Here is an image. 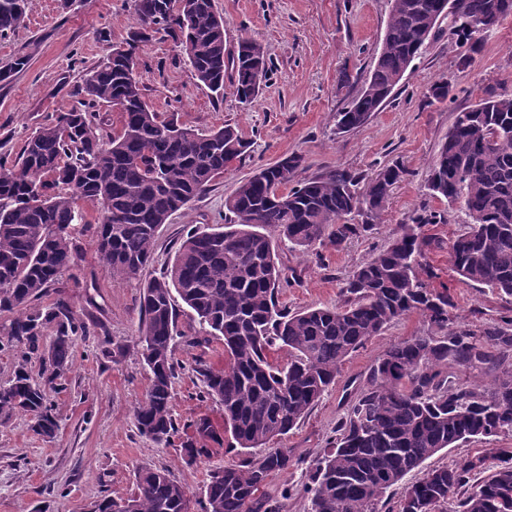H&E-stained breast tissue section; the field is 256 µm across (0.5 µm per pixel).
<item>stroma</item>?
Returning a JSON list of instances; mask_svg holds the SVG:
<instances>
[{"mask_svg": "<svg viewBox=\"0 0 512 512\" xmlns=\"http://www.w3.org/2000/svg\"><path fill=\"white\" fill-rule=\"evenodd\" d=\"M214 9L224 19L228 48L248 35L267 51L269 79L252 105L241 104L229 85L223 100L214 101L167 41L142 46L137 79L158 112L200 132L235 126L250 141V152L162 226L152 262L130 281L114 282L98 261L99 211L84 204L87 223L78 236L79 258L63 281L71 287L74 310L88 323L107 329L112 356L102 357L96 337L79 340L71 365L49 393L58 421L53 437L35 434L23 416L0 422V512H91L103 497L128 496L143 465L168 470L197 498L212 469L238 463L229 436L213 445L210 457L193 464L184 459L181 444L193 436L197 419L224 425L219 407L200 398L193 371L198 355L222 367L224 347L217 339L200 350L185 345V337L196 334L198 321L182 304L177 307L182 339L174 350L180 368L172 399L179 432L168 446L155 445L138 433L133 412L149 384L137 346L140 288L171 265L190 229L223 223L224 199L240 181L283 155L304 156L299 173L303 179L336 167L366 177L388 165L406 170L382 223L343 247L326 242L302 252L276 242L283 277L278 300L288 312L338 304L341 288L358 266L413 217L437 211L444 223L422 228L436 243L430 254L438 270L434 287L447 289L459 322L471 328L512 316V296L464 281L452 269L448 250L469 218L460 206L433 197L427 183L428 166L457 112L488 91L512 95V15L485 37L465 68L458 64L460 48L448 43L447 20H440L427 51L404 74L391 98L365 124L340 132L333 116L359 92L376 62L391 0H214ZM135 26L132 0H29L24 20L0 39V67L19 56L28 60L10 80L0 82V157L14 160L40 123L74 107L71 91L86 69L124 43ZM443 79L450 89L447 100L429 99V87ZM85 281L96 285L92 297L80 289ZM426 329L419 316L411 315L351 353L318 404L296 428L271 441L270 449L285 448L313 459L386 348ZM267 491L282 494L281 512L308 510L300 470L274 475Z\"/></svg>", "mask_w": 512, "mask_h": 512, "instance_id": "stroma-1", "label": "stroma"}]
</instances>
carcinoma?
I'll return each mask as SVG.
<instances>
[{
	"instance_id": "obj_1",
	"label": "carcinoma",
	"mask_w": 512,
	"mask_h": 512,
	"mask_svg": "<svg viewBox=\"0 0 512 512\" xmlns=\"http://www.w3.org/2000/svg\"><path fill=\"white\" fill-rule=\"evenodd\" d=\"M443 0H392L378 57L359 94L336 112V128L363 125L378 111L419 58L442 15ZM448 11V44L468 47L466 67L481 46L473 22L497 27L512 14V0H456ZM27 0H0V36L23 20ZM136 28L90 68L72 95L78 105L57 112L32 133L14 162L0 161V352L21 363L0 383V419L31 418L32 430L56 428L48 391L69 367L75 341L90 329L72 308L63 273L78 258L81 207L100 208L97 253L124 281L151 260L160 228L188 202L224 177L250 142L226 124L207 133L164 117L143 98L128 62L138 63L139 44L161 37L182 49L200 86L224 98L230 78L240 103H253L268 79L262 43L249 36L234 51L224 45V19L212 0H134ZM120 104L121 129H102L96 112ZM301 154L286 155L241 181L224 200L225 224L189 232L163 274L143 285L138 338L148 369L145 398L134 409L140 435L162 444L178 433L172 418V384L178 362L175 298L197 315L203 335L185 340L201 347L214 337L224 344V367L195 359L201 396L224 416L235 449L247 453L288 434L334 383L341 363L392 322L421 316L429 331L388 346L368 386L336 425L335 437L310 462L276 450L248 456L210 471L200 501L203 512H280L265 495L273 475L305 465L309 512H379L386 493L399 491L398 512H512V448L494 442L512 435V318L480 329L457 322L448 289L431 282L432 241L423 224L442 222L431 212L401 233L350 276L334 307L290 313L277 305L281 270L270 230L294 249L325 241L340 248L381 223L390 194L404 175L399 166L366 179L332 169L300 183ZM428 188L451 205L461 204L472 222L450 250L466 280L512 296V96L492 92L457 112L430 167ZM351 214L361 223L348 224ZM54 298L46 302L49 294ZM288 351V362L271 359ZM39 356L40 379L25 367ZM489 366L500 374L490 387L458 381L454 367ZM182 445L187 462L210 455L220 443L211 420L193 424ZM481 441L460 465L429 468L416 482L404 477L445 448ZM185 484L165 470L141 466L126 499L105 497L92 512H187Z\"/></svg>"
}]
</instances>
